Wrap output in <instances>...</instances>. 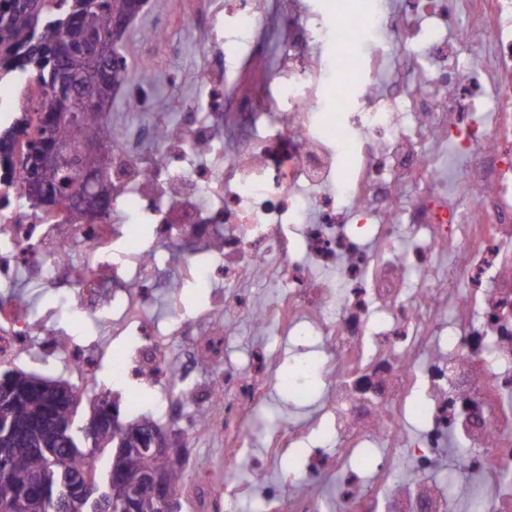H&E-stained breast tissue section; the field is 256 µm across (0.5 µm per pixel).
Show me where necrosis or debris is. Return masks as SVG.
Instances as JSON below:
<instances>
[{"label": "necrosis or debris", "instance_id": "obj_1", "mask_svg": "<svg viewBox=\"0 0 512 512\" xmlns=\"http://www.w3.org/2000/svg\"><path fill=\"white\" fill-rule=\"evenodd\" d=\"M196 2L224 23V71L199 79L231 77L236 97L170 122L139 91L113 128L110 217L29 209L22 125L0 144V366L57 361L86 399L109 372L149 393L176 443L220 442L223 468L193 471L191 512H512V0L314 20L287 0L274 70L250 37L264 0ZM349 30L348 68L326 48ZM331 83L351 96L330 123ZM44 106L31 76L0 94V112ZM23 280L59 307L33 317ZM162 283L208 302L160 309ZM271 327L319 352L293 387L320 388L267 421Z\"/></svg>", "mask_w": 512, "mask_h": 512}]
</instances>
